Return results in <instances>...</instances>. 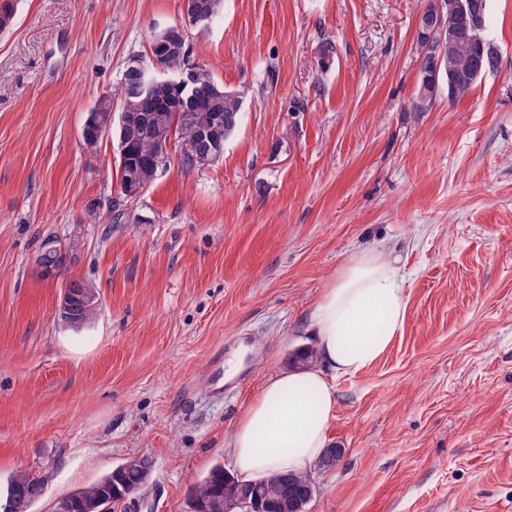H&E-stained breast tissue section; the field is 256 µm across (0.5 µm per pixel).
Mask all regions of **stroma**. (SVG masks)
<instances>
[{"instance_id":"obj_1","label":"stroma","mask_w":512,"mask_h":512,"mask_svg":"<svg viewBox=\"0 0 512 512\" xmlns=\"http://www.w3.org/2000/svg\"><path fill=\"white\" fill-rule=\"evenodd\" d=\"M0 31V492L46 477L56 512L126 458L153 467L140 512H189L230 465L262 379L311 345L310 314L378 245L408 312L368 369L339 377L308 512H512V0H489L502 57L464 98L412 109L419 17L436 0H222L192 60L243 97L220 157L174 143L130 201L108 135L82 128L182 0H13ZM329 62H322L325 45ZM100 209L89 217L87 205ZM83 240L43 276L46 239ZM100 294L65 324L67 280ZM243 362L241 390L207 384Z\"/></svg>"}]
</instances>
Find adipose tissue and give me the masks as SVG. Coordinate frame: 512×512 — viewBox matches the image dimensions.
Here are the masks:
<instances>
[{
    "mask_svg": "<svg viewBox=\"0 0 512 512\" xmlns=\"http://www.w3.org/2000/svg\"><path fill=\"white\" fill-rule=\"evenodd\" d=\"M406 315L405 290L391 258L376 249L352 257L311 313L320 367L272 372L237 417L231 448L238 476L255 481L274 472H311L336 415V378L381 357Z\"/></svg>",
    "mask_w": 512,
    "mask_h": 512,
    "instance_id": "adipose-tissue-1",
    "label": "adipose tissue"
}]
</instances>
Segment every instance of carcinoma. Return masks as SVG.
I'll use <instances>...</instances> for the list:
<instances>
[{"label":"carcinoma","instance_id":"carcinoma-1","mask_svg":"<svg viewBox=\"0 0 512 512\" xmlns=\"http://www.w3.org/2000/svg\"><path fill=\"white\" fill-rule=\"evenodd\" d=\"M191 25L207 26L220 13L222 0H187ZM443 24L448 31H462L469 27V20L454 11H445ZM488 8H483V18L475 39L464 40L448 45V51L442 63L441 71L434 69L432 62V39L420 33L421 83L413 102L416 112L427 111L435 99V86L439 77L446 79L448 98L453 100L468 94L486 71V58L499 54L495 44L487 37ZM151 55L158 59L160 69L169 74L167 78H158L142 73L134 68L133 61L141 55H132L125 63L120 84L112 95L99 100L96 111H118V119L112 121L111 130L118 140L119 189L126 196L133 192L138 183H151L158 169L155 155L158 138L169 131L171 113L178 110L193 115L194 121L175 127L174 137L189 145L184 152L183 164L192 165L197 157L211 152L224 142L236 129L242 109L240 93L227 90L219 85L212 73L204 66L194 65L196 73L193 80L185 85L176 83L182 70L189 67V54L174 55L170 52L164 32L152 36ZM81 248V242L73 241L64 245L52 238L44 241L38 254V263L43 275L56 276L67 268L70 257ZM94 284L86 280H70L65 288L72 296L71 314L76 320L87 315L84 292ZM122 466L127 471L120 473L115 480L108 474L93 486L67 497L69 512H84L88 501L102 499L118 504L134 495L140 489L138 475L147 474L152 469V460L147 456H132ZM286 474L277 472L264 478V482L273 483ZM230 473L224 466H214L204 478L189 490V502H203L208 512H224V494ZM288 492H297L304 485L314 482L309 473L288 475ZM45 491L43 480L27 471L15 474L9 482L5 497L0 498V506H9V512H31L33 504Z\"/></svg>","mask_w":512,"mask_h":512}]
</instances>
